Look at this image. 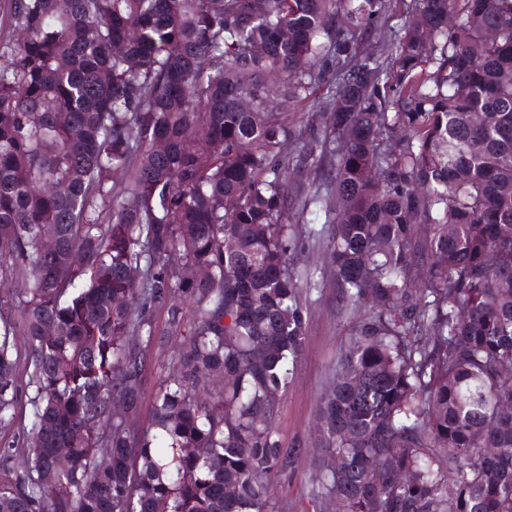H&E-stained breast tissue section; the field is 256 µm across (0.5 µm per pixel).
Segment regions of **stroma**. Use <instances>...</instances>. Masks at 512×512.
<instances>
[{"instance_id":"stroma-1","label":"stroma","mask_w":512,"mask_h":512,"mask_svg":"<svg viewBox=\"0 0 512 512\" xmlns=\"http://www.w3.org/2000/svg\"><path fill=\"white\" fill-rule=\"evenodd\" d=\"M411 0H386L382 18L359 36V47L376 54L384 63L393 57L387 48L392 31L400 29ZM298 297L304 311L305 339L296 368L288 376V386L278 396L270 420V432L286 448L301 449L292 470L268 481L269 512H336V500L313 484L312 478L324 467L318 446L317 409L322 395L334 384L345 351L354 343L363 309L345 307L333 282L327 244L332 231L324 216L308 209L295 227ZM156 336L162 343L154 347L145 374L143 403L151 405L159 382L173 370L185 334L168 324L167 312H152Z\"/></svg>"}]
</instances>
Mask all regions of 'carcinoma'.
I'll return each mask as SVG.
<instances>
[{"label": "carcinoma", "mask_w": 512, "mask_h": 512, "mask_svg": "<svg viewBox=\"0 0 512 512\" xmlns=\"http://www.w3.org/2000/svg\"><path fill=\"white\" fill-rule=\"evenodd\" d=\"M384 10L0 0V279L29 347L20 370L1 316L0 425L20 373L32 390L0 512H268L300 453L267 420L303 345L290 222L312 205L341 300L372 310L320 400L338 464L316 481L343 512H512V0H416L390 71L358 50ZM342 59L288 157L269 103ZM157 307L186 347L131 430L112 403L140 414Z\"/></svg>", "instance_id": "obj_1"}]
</instances>
